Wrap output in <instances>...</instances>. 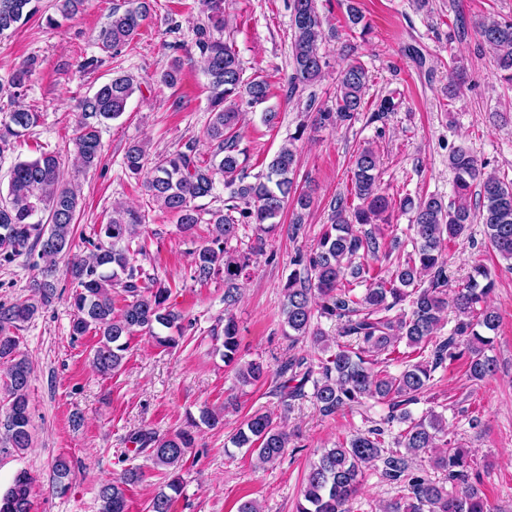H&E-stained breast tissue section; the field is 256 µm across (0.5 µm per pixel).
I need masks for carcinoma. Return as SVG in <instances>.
Listing matches in <instances>:
<instances>
[{"label":"carcinoma","mask_w":512,"mask_h":512,"mask_svg":"<svg viewBox=\"0 0 512 512\" xmlns=\"http://www.w3.org/2000/svg\"><path fill=\"white\" fill-rule=\"evenodd\" d=\"M41 0H0V36L15 31L40 11ZM154 0H126L125 8H112L108 21L96 35L100 50L118 56L129 47L143 22L153 11ZM200 21L195 25V47L209 78V112L205 140L210 149L204 159L193 140L184 148L149 161L148 147L134 142L125 151L128 174L142 180L149 200L177 216L180 230L193 234L200 223L195 201L214 195L217 176L224 177L229 197L224 208L211 212V238L193 253L192 280L205 284L224 278V366L235 372L239 385L250 386L269 377V367L260 360L243 361L239 355L238 323L233 309L239 299L240 282L249 276L257 256L276 260L266 253L265 235L279 227L277 218L288 202L295 213L286 225L287 237L296 241L307 236L306 211L313 204L312 191H300L294 184L297 167L296 142L307 126L300 125L275 153L255 181H245L243 151L238 148L236 127L241 121L240 103L251 106L266 102L270 83L263 76L243 79V65L237 53L224 41V0H201ZM86 0H55L59 15L70 19L80 13ZM291 74L288 93L317 82L326 65L323 45L336 39V30L324 29L317 0H291ZM345 26L349 33L365 35L367 23L354 0H347ZM482 42L493 52L504 79L512 83V18H488L475 22ZM35 62L16 67L0 83V95L10 99L11 108L0 117V153L11 141L26 135L38 123L39 113L19 99L34 72ZM182 65L175 59L161 72L159 82L177 87ZM368 71L356 59H349L336 73V95L332 104L316 109L315 129L348 125L371 107V119L380 120L394 110V98L383 96L365 101ZM140 89L130 72L117 70L109 81L78 104V121L73 145L83 167L102 161L100 126L119 118L128 100ZM60 158L43 152L32 160L18 161L9 171L8 193L0 199V263L30 254L53 259L71 254L80 206L76 186L62 181ZM469 151L448 152V168L454 174L455 201L447 204L435 195L405 196L399 203L411 215L412 250L393 259L398 241L386 245L377 222L389 219L394 209L380 183V156L367 146L361 148L350 168V195H338L330 202V223L322 226L316 245L296 250L290 258L292 271L284 286L282 314L292 353L274 373V392L279 411L256 410L248 415L230 437L236 448H245L260 466L273 465L294 443L292 434L281 426L298 400L310 398L325 416L344 408L362 406L375 399L388 406L386 416L358 430L343 442L325 448L310 463L302 499L295 512H350L363 477L364 468L383 463V476L406 490L384 506V512H491L479 488L465 482L468 459L462 449L448 441V422L431 411L415 418L409 406L418 403L428 390L433 374L440 368L466 359L467 376L481 382L495 370L489 355L490 334L496 331L499 314L488 304L495 281L486 266L471 267L466 282L448 296L447 251L449 245L467 235L470 225L479 223L490 245L505 260L512 261V181L486 170ZM479 186L478 200L470 204L473 185ZM140 210L117 203L107 223L100 225L96 239H86L90 253L72 254L69 275L75 291L70 295L71 331L74 336H98L92 363L103 375L119 370L137 331L152 337L166 349L179 345L187 326L185 317L169 303L171 289L154 278L143 280L134 263L142 249H131L144 229ZM254 225L252 241L242 248L238 231ZM389 261L385 268L377 265ZM37 302L0 305V375L4 404L0 407V444L16 451L31 446L30 379L33 369L20 351L15 331L31 320L38 305L47 306L57 295L54 268L41 270L32 285ZM120 289L123 306L115 310L112 290ZM409 305L404 309L403 305ZM453 308L457 323L452 332L438 335L444 313ZM336 322L338 336L330 338L316 320ZM310 349L295 351L301 342ZM419 350L420 360L405 365L397 375L388 367L400 345ZM399 429H394V426ZM129 442L137 451L149 453L153 465L172 471L165 488L149 502V512H172L183 482L178 469L192 447L187 429L158 436L147 429L132 433ZM439 449L433 459L436 470L463 486L448 491L445 485L412 466V460ZM69 464L57 459L52 465V483L63 494L69 487ZM143 474L128 468L118 478L100 485V512H128L126 486L142 481ZM36 477L19 472L12 485L0 493V512H31V491Z\"/></svg>","instance_id":"carcinoma-1"}]
</instances>
